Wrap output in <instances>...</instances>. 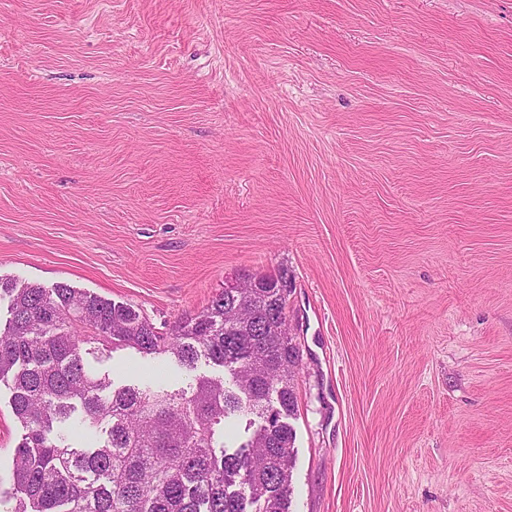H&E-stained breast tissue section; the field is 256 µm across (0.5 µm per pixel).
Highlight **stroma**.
Wrapping results in <instances>:
<instances>
[{"instance_id": "35a3bbf8", "label": "stroma", "mask_w": 512, "mask_h": 512, "mask_svg": "<svg viewBox=\"0 0 512 512\" xmlns=\"http://www.w3.org/2000/svg\"><path fill=\"white\" fill-rule=\"evenodd\" d=\"M247 275L291 284L290 512H512V0H0V278L163 327Z\"/></svg>"}]
</instances>
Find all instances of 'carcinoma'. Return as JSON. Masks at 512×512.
<instances>
[{
	"label": "carcinoma",
	"instance_id": "1",
	"mask_svg": "<svg viewBox=\"0 0 512 512\" xmlns=\"http://www.w3.org/2000/svg\"><path fill=\"white\" fill-rule=\"evenodd\" d=\"M0 383L22 427L11 468L12 512H290L300 348L273 315L277 288L219 292L161 330L131 305L65 282L0 278ZM129 347L170 355L189 371L224 367L177 392L125 385L86 357ZM260 419L228 452L224 421Z\"/></svg>",
	"mask_w": 512,
	"mask_h": 512
}]
</instances>
